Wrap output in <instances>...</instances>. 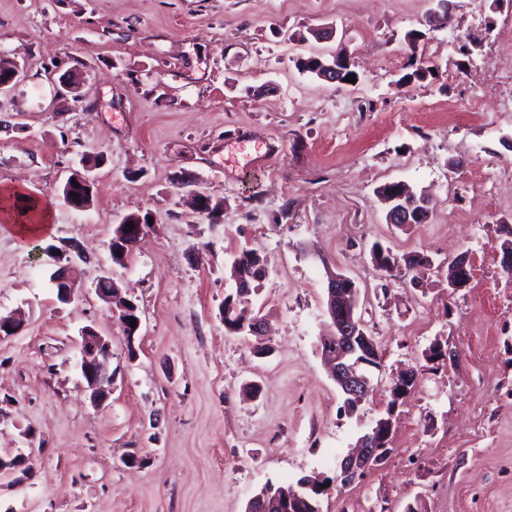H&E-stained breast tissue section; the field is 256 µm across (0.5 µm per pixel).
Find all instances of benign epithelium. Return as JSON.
Returning <instances> with one entry per match:
<instances>
[{
  "instance_id": "benign-epithelium-1",
  "label": "benign epithelium",
  "mask_w": 512,
  "mask_h": 512,
  "mask_svg": "<svg viewBox=\"0 0 512 512\" xmlns=\"http://www.w3.org/2000/svg\"><path fill=\"white\" fill-rule=\"evenodd\" d=\"M304 62L320 65L319 79L326 82L341 81L344 67L350 65L349 57L345 55H336L330 61L313 56L304 59ZM96 169V164L83 160L80 167L72 170L66 181L58 187V192L63 194L68 207L76 211H87L91 208ZM378 196L387 205V223L397 226L414 224L421 220L429 212L431 204L429 197L413 193L402 182L381 186ZM129 222L135 225L134 229H129ZM148 228L149 222L138 215H129L115 225L109 243L112 262L119 266L126 265L128 248L136 244ZM52 259L57 267L52 284L56 288L58 300L69 303L83 291L76 271L79 264L87 262L88 257L73 240L68 242L66 251L53 254ZM241 263L242 257L234 255L232 280L237 301L245 303L252 294V288L247 277L241 274ZM469 280L468 259L461 255L449 264L448 287L462 288ZM94 291L118 317L129 343H134L141 321H136L134 328L130 326L131 317L136 315L137 308L122 295L113 274L98 279ZM359 308V291L355 282L340 271L327 270L325 315L331 322L332 331L330 335L322 337L321 351L329 374L344 398V409L351 413L364 402L371 387L366 368L371 366L370 360L377 354L372 337L366 332ZM22 325L23 319L20 315L0 313V339L16 335ZM237 332L262 339L267 335V325L259 314L248 321L239 317ZM78 349L79 367L90 391V401L93 406L100 408L105 405L111 393L113 375L108 371V361L112 355L111 342L94 327L86 326L80 332ZM395 412L393 407L386 409V415L375 420L373 426L358 439L356 452L341 460L339 480L342 485L348 486L362 479L386 455V449L390 447L392 440ZM321 482L322 478L313 474L304 475L295 486L277 492L268 486L250 499L247 512H276L280 506L291 500L304 499L317 490L323 491Z\"/></svg>"
}]
</instances>
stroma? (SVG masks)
<instances>
[{
  "mask_svg": "<svg viewBox=\"0 0 512 512\" xmlns=\"http://www.w3.org/2000/svg\"><path fill=\"white\" fill-rule=\"evenodd\" d=\"M0 0V59L25 77L0 96V187L50 197L81 157L104 155L93 204L52 199L48 240L0 231V311L25 326L0 340V512H246L266 484L333 479L383 413L398 373L417 372L392 452L363 481L333 485L322 512H512V304L500 267L512 186L483 204L472 173L512 159V110L486 92L512 43L470 36L512 0ZM326 31L318 40L314 31ZM420 32L409 43V32ZM345 51L356 84L300 71L298 58ZM434 71L410 78L412 64ZM75 72L76 96L58 77ZM482 97L484 115L466 105ZM402 181L430 196L423 224L387 223L376 191ZM223 200L209 220L188 190ZM470 221L455 224L451 211ZM129 215L151 229L125 266L107 243ZM78 240L84 287L62 304L48 245ZM432 264L380 277L373 243ZM256 250L269 275L251 295L271 332L224 329L228 265ZM466 254L494 282L448 292ZM351 277L381 358L355 413L328 376L325 270ZM139 307L127 341L93 290L104 270ZM112 341V393L95 408L78 368L85 326ZM437 339L452 359L423 352Z\"/></svg>",
  "mask_w": 512,
  "mask_h": 512,
  "instance_id": "1",
  "label": "stroma"
}]
</instances>
